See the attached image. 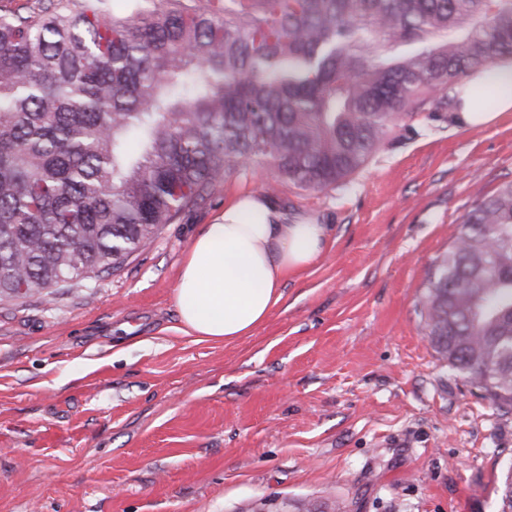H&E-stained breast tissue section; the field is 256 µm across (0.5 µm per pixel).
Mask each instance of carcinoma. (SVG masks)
Returning a JSON list of instances; mask_svg holds the SVG:
<instances>
[{"label":"carcinoma","instance_id":"obj_1","mask_svg":"<svg viewBox=\"0 0 512 512\" xmlns=\"http://www.w3.org/2000/svg\"><path fill=\"white\" fill-rule=\"evenodd\" d=\"M512 58V0H49L0 15V297L119 271L240 168L337 187ZM473 105L493 91L472 85ZM432 347L512 412V181L420 300ZM512 512V462L495 487Z\"/></svg>","mask_w":512,"mask_h":512}]
</instances>
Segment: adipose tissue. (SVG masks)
<instances>
[{
  "label": "adipose tissue",
  "instance_id": "1",
  "mask_svg": "<svg viewBox=\"0 0 512 512\" xmlns=\"http://www.w3.org/2000/svg\"><path fill=\"white\" fill-rule=\"evenodd\" d=\"M497 90L492 110L461 97L452 114L482 128L512 111V62L480 72ZM329 246L325 225L280 222L270 197L256 193L225 207L196 235L180 267L174 300L186 333L231 342L250 335L283 297L288 273L311 266Z\"/></svg>",
  "mask_w": 512,
  "mask_h": 512
}]
</instances>
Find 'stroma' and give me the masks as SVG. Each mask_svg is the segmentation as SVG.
Masks as SVG:
<instances>
[{"instance_id": "obj_1", "label": "stroma", "mask_w": 512, "mask_h": 512, "mask_svg": "<svg viewBox=\"0 0 512 512\" xmlns=\"http://www.w3.org/2000/svg\"><path fill=\"white\" fill-rule=\"evenodd\" d=\"M272 178L217 179L114 274L0 300V512H496L512 413L435 351L419 300L472 199L512 180V112L418 118L344 185L278 184L329 250L251 335L183 332L194 235Z\"/></svg>"}]
</instances>
